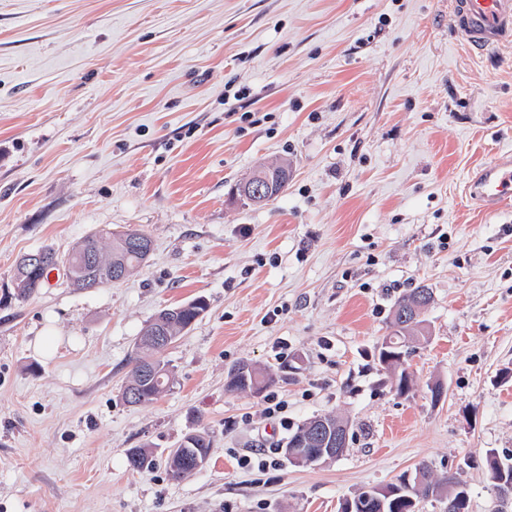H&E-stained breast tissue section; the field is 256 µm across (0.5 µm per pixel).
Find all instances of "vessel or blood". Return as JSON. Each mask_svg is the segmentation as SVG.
<instances>
[{
	"instance_id": "b4317fda",
	"label": "vessel or blood",
	"mask_w": 512,
	"mask_h": 512,
	"mask_svg": "<svg viewBox=\"0 0 512 512\" xmlns=\"http://www.w3.org/2000/svg\"><path fill=\"white\" fill-rule=\"evenodd\" d=\"M451 23L471 47L488 51L512 45V0H454ZM468 195L487 210L512 200V154L484 165L467 182Z\"/></svg>"
}]
</instances>
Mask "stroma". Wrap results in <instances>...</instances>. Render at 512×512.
I'll return each instance as SVG.
<instances>
[{"mask_svg":"<svg viewBox=\"0 0 512 512\" xmlns=\"http://www.w3.org/2000/svg\"><path fill=\"white\" fill-rule=\"evenodd\" d=\"M452 0H0V294L24 254L138 229L148 262L80 290L64 269L0 305V512H338L427 463L496 512L512 457V207L469 174L512 153V46L472 50ZM287 190L236 193L263 162ZM427 286L432 337L398 394L378 362L393 303ZM205 297L153 403L122 389L144 325ZM245 362L278 377L229 391ZM442 386L441 399L431 390ZM285 405L266 413L269 396ZM344 454L282 453L313 417ZM207 431L175 482L168 451ZM153 463L129 470L126 451ZM264 454L266 470L240 467ZM253 177H264L267 179L269 185L264 184V186L267 190L268 198L266 202H268L277 198L288 187L290 179L288 163L280 161L262 163L256 168L250 178ZM264 186L262 181L247 184L246 196L253 202L264 201ZM324 417L325 422L332 426L330 428L323 420H318L307 428L309 424L318 417H314L303 425L299 426L289 437L285 448H290L291 458L297 466H309L322 459H336L342 455L343 448H347L349 442V425L345 421H336L335 416ZM326 428V431L324 429ZM305 428V432H302ZM302 432V433H301ZM301 433L296 440L298 434ZM296 440V441H295ZM308 452H301V448H313Z\"/></svg>","mask_w":512,"mask_h":512,"instance_id":"35a3bbf8","label":"stroma"}]
</instances>
